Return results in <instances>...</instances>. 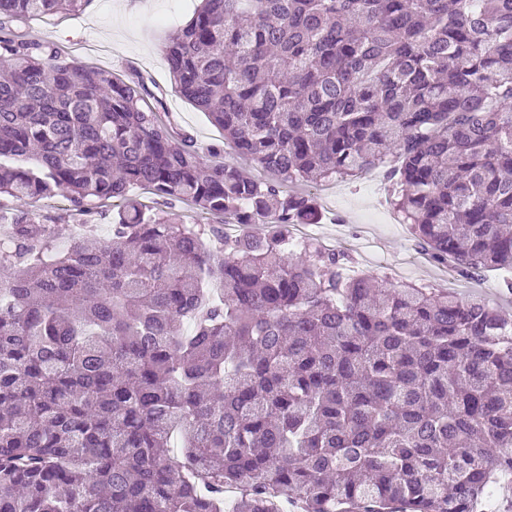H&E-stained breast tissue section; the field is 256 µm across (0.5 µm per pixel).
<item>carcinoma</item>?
<instances>
[{
    "label": "carcinoma",
    "mask_w": 512,
    "mask_h": 512,
    "mask_svg": "<svg viewBox=\"0 0 512 512\" xmlns=\"http://www.w3.org/2000/svg\"><path fill=\"white\" fill-rule=\"evenodd\" d=\"M90 3L0 0V195L87 225L0 208V512H512V319L290 248L285 190L382 167L433 261L512 273V0H201L175 90L264 182L15 34ZM0 202L5 208L31 210L37 213L40 224H54L60 238H66L73 231V223L68 211L70 203L63 193H58L54 197L32 201L29 199H18L2 196Z\"/></svg>",
    "instance_id": "carcinoma-1"
}]
</instances>
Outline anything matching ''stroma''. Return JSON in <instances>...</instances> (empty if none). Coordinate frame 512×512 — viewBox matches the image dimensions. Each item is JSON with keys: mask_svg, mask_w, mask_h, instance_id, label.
Masks as SVG:
<instances>
[{"mask_svg": "<svg viewBox=\"0 0 512 512\" xmlns=\"http://www.w3.org/2000/svg\"><path fill=\"white\" fill-rule=\"evenodd\" d=\"M198 4L199 0H92L78 12L34 19L26 32L34 41L63 49L66 60L126 77L138 73L151 78L149 102L158 108L169 132L189 131L200 149H223L225 161L234 164L238 157L225 146L222 130L172 87L165 47ZM308 190L322 212L313 227L317 239L348 255L356 270L388 277L397 285L477 294L512 318V294L504 288L502 274L488 272L467 279L427 259L410 226L401 223L392 209L388 186L380 175L312 184ZM0 204L37 213L39 222L54 225L60 237L73 231L65 194L36 202L5 196Z\"/></svg>", "mask_w": 512, "mask_h": 512, "instance_id": "1", "label": "stroma"}]
</instances>
